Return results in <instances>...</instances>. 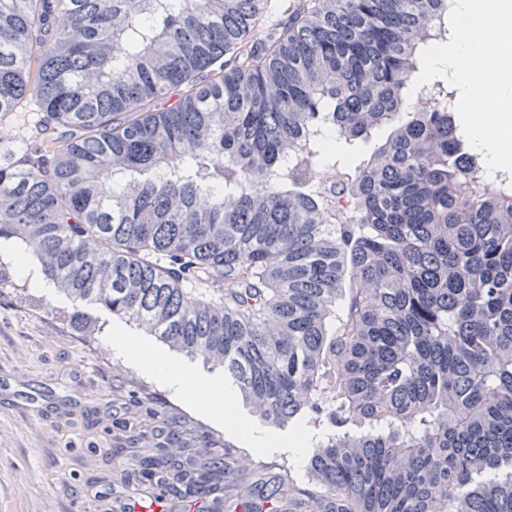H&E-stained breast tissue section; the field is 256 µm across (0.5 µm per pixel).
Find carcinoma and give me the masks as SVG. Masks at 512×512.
Instances as JSON below:
<instances>
[{
  "label": "carcinoma",
  "instance_id": "obj_1",
  "mask_svg": "<svg viewBox=\"0 0 512 512\" xmlns=\"http://www.w3.org/2000/svg\"><path fill=\"white\" fill-rule=\"evenodd\" d=\"M446 11L300 0L270 31L264 0H0V122L33 105L43 135L0 137V238L74 317L314 430L303 488L201 448L214 512H254L225 485L268 512H512V198L467 176L448 95L407 111ZM174 466L119 462L139 487Z\"/></svg>",
  "mask_w": 512,
  "mask_h": 512
}]
</instances>
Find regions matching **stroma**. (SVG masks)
<instances>
[{
	"label": "stroma",
	"instance_id": "35a3bbf8",
	"mask_svg": "<svg viewBox=\"0 0 512 512\" xmlns=\"http://www.w3.org/2000/svg\"><path fill=\"white\" fill-rule=\"evenodd\" d=\"M72 312L64 294L22 276L0 288V512H115L122 475L114 451L152 454L171 430L181 459H198L212 436L233 445L241 467L263 466L273 479L288 472L305 485L288 441L312 437L306 421L280 429L279 446L247 449L115 354L117 338L136 327L90 305L97 330L82 336ZM155 406L164 422L150 415Z\"/></svg>",
	"mask_w": 512,
	"mask_h": 512
}]
</instances>
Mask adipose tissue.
<instances>
[{
  "instance_id": "1",
  "label": "adipose tissue",
  "mask_w": 512,
  "mask_h": 512,
  "mask_svg": "<svg viewBox=\"0 0 512 512\" xmlns=\"http://www.w3.org/2000/svg\"><path fill=\"white\" fill-rule=\"evenodd\" d=\"M115 349L126 363L145 369L173 394L192 397L196 407L225 431L255 446L269 443V436L257 435L238 415L235 394L222 381L197 375L165 356L150 353L136 336L122 338Z\"/></svg>"
}]
</instances>
